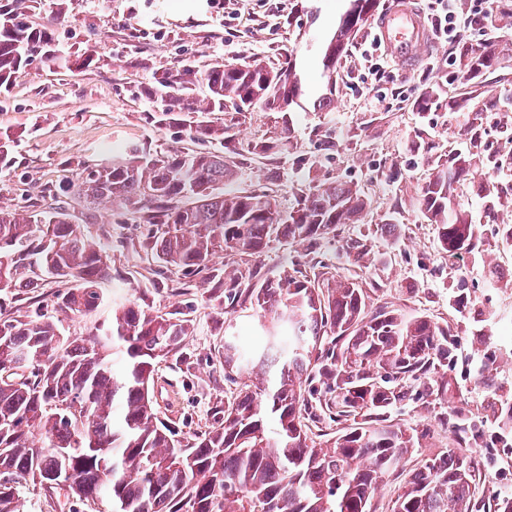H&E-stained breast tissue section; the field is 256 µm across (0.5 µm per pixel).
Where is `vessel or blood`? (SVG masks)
Wrapping results in <instances>:
<instances>
[{"mask_svg":"<svg viewBox=\"0 0 512 512\" xmlns=\"http://www.w3.org/2000/svg\"><path fill=\"white\" fill-rule=\"evenodd\" d=\"M374 29L387 56L408 72L420 66L436 44L419 0H389Z\"/></svg>","mask_w":512,"mask_h":512,"instance_id":"obj_1","label":"vessel or blood"}]
</instances>
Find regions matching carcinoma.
Here are the masks:
<instances>
[{"label":"carcinoma","instance_id":"carcinoma-1","mask_svg":"<svg viewBox=\"0 0 512 512\" xmlns=\"http://www.w3.org/2000/svg\"><path fill=\"white\" fill-rule=\"evenodd\" d=\"M27 1L37 2L0 0V95L37 58L68 69L92 62L86 52L58 54L52 33L20 22ZM376 6L347 0L323 49L327 93L315 111L333 106L337 68ZM301 85L291 57L280 67L185 63L154 74L147 95L158 118L183 125L190 140L222 142L226 131L191 119L199 88L207 112H289L304 95ZM475 165L457 154L419 189L420 214L453 257L474 248L469 214L450 221L448 208L454 185ZM232 177L222 149L134 148L48 190L47 206L0 207V291L58 283L64 289L53 306L67 316L103 301L110 259L70 221L59 196L72 194L137 215L141 247L175 271V288L214 290L230 316L250 303L261 336L252 351L224 337V378L246 381L218 425L183 437L158 417L155 376L161 361L182 354L188 321L130 300L101 332L68 340L51 317L0 318V512H19L17 490L29 481L67 498L105 499L110 512H371L384 478L418 445L415 430L393 422L390 409L414 381L439 396L429 375L453 358L448 327L374 310L358 278L324 265L311 277L286 269L261 276L271 241L314 249L339 226L359 223L365 197L347 182L314 185L283 213L264 193L225 189ZM312 409L338 425L324 444L308 424ZM472 482L468 457L450 450L409 474L390 512H471Z\"/></svg>","mask_w":512,"mask_h":512}]
</instances>
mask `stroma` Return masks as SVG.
<instances>
[{"instance_id": "1", "label": "stroma", "mask_w": 512, "mask_h": 512, "mask_svg": "<svg viewBox=\"0 0 512 512\" xmlns=\"http://www.w3.org/2000/svg\"><path fill=\"white\" fill-rule=\"evenodd\" d=\"M497 63L483 76L494 89L497 106L462 96L448 82V45L438 42L427 63L412 72L394 69L378 81L361 82L365 52L374 35L364 24L352 38L336 76L332 111L317 112L323 94L321 47L336 28L343 0H72L58 11L54 0H38L24 12L25 24L53 32L62 53L89 52L86 68L66 70L41 60L20 74L10 95L0 100V138L12 146V167L0 170V204L22 198L40 201L46 186H65L83 168L128 153L137 145L157 151L194 147L178 125L157 121L143 89L155 71L190 61L206 69L217 60L228 64L260 58L271 65L296 56L308 76L300 108L282 114L252 108L206 112L213 126L229 128L240 150L232 189L256 191L288 211L308 187L342 180L357 186L368 200L360 223L337 230L321 243L316 260L344 267L345 243L365 237L368 254L361 272L372 307L395 309L406 316L428 315L446 325L455 358L437 367L433 380L438 401L414 400L392 412L395 422L412 427L419 444L401 471L385 479L372 501L373 512H389L405 471L451 449L469 460L477 493L472 512H495V498L512 494V472L499 474L489 465L494 455L512 456V445L459 444L452 419H466L471 431L493 423L496 407H512V268L499 263L506 250L504 231L512 226V163L480 167L477 180H490L499 202L487 209L476 188L460 183L453 209L467 211L479 233L471 253L448 257L437 244L434 225L421 217L416 189L433 169L453 155L500 153L502 125L512 117V0H500ZM427 95L426 111L410 98ZM466 98L463 108H449L452 98ZM380 99L378 108L369 102ZM484 111L475 137L465 135L471 111ZM290 125L288 143L278 154L253 153L255 142L277 139ZM72 223L105 246L112 259V281L92 312L61 316L63 335H89L112 319L116 303L134 300L154 313L180 308L191 321L184 354L161 363L156 386L159 410L187 434L201 433L217 419L224 396L232 391L224 379L217 350L225 332L243 347L258 341L254 311L243 306L225 317L223 305L190 289L177 294L167 283L173 274L158 268L141 278L143 249L137 223L119 206L103 209L80 201L69 207ZM393 219L390 233L380 226ZM55 284L19 294L0 295V313L24 317L52 313ZM20 512H109L106 501L65 499L39 485L19 490Z\"/></svg>"}]
</instances>
